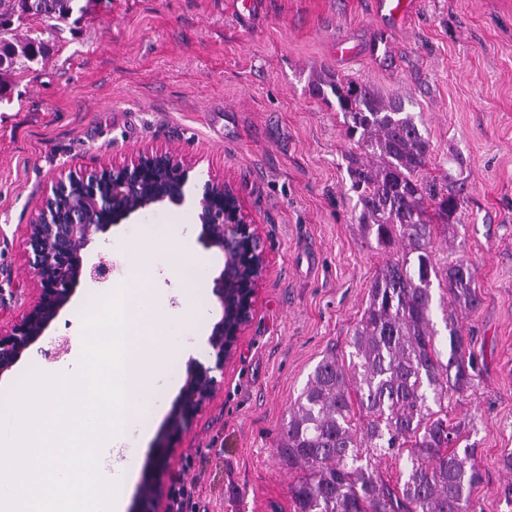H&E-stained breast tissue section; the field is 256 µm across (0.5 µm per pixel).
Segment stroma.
I'll return each instance as SVG.
<instances>
[{"label": "stroma", "mask_w": 512, "mask_h": 512, "mask_svg": "<svg viewBox=\"0 0 512 512\" xmlns=\"http://www.w3.org/2000/svg\"><path fill=\"white\" fill-rule=\"evenodd\" d=\"M372 2L258 0L246 25L227 0H93L78 22L19 25L50 53L10 76L0 103L1 330L37 297L26 229L55 179L147 148L178 149L196 187L227 182L268 259L223 384L174 435L168 416L185 365L171 363L158 381L150 435L132 445L125 512H139L149 482L157 512H293L294 474L276 456L289 408L326 353L348 354L390 258L359 232L343 115L310 92L336 75L402 101L431 143L422 179L463 184L455 231L437 234L433 251L441 263L466 260L474 275L480 306L462 325L478 371L448 416L475 445L477 512H512V0H418L394 31ZM340 38L361 53L337 59ZM179 215L158 207L94 238L89 258L112 261L106 289L126 277L115 243ZM63 338L67 352L45 359ZM75 339L62 313L0 380V410L29 373L72 365Z\"/></svg>", "instance_id": "1"}]
</instances>
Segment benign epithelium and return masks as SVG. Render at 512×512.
<instances>
[{
	"label": "benign epithelium",
	"mask_w": 512,
	"mask_h": 512,
	"mask_svg": "<svg viewBox=\"0 0 512 512\" xmlns=\"http://www.w3.org/2000/svg\"><path fill=\"white\" fill-rule=\"evenodd\" d=\"M193 166L175 150H145L119 166L102 167L56 180L39 214L28 225L29 263L38 296L10 330L0 331V379L9 375L67 307L81 280L104 283L111 264L101 256L88 265L84 250L94 234L157 205L181 207L187 199ZM198 241L224 256L212 277V294L222 314L211 329L210 360H192L170 429L186 427L213 397L239 337L252 319L254 299L268 272L257 224L232 189L210 181L194 196Z\"/></svg>",
	"instance_id": "1"
}]
</instances>
